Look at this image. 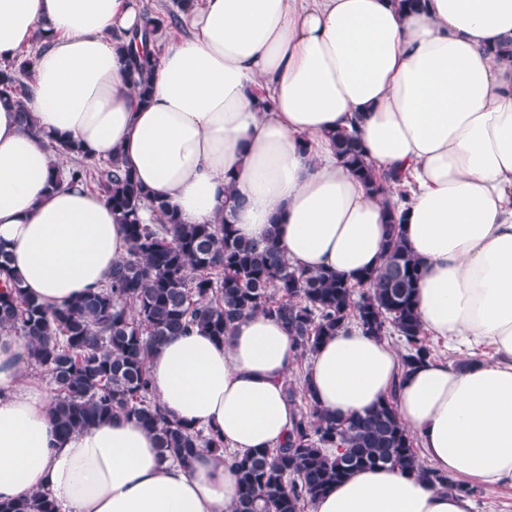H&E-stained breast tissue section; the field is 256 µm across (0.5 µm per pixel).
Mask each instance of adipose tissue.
<instances>
[{"mask_svg": "<svg viewBox=\"0 0 512 512\" xmlns=\"http://www.w3.org/2000/svg\"><path fill=\"white\" fill-rule=\"evenodd\" d=\"M186 0L141 103L129 78L135 0H0V62L31 58L25 131L0 103V245L30 295L63 307L106 284L127 249L111 206L51 186L49 137L97 160L122 158L182 223L211 224L227 194L241 236L276 231L291 263L350 283L378 267L387 204L336 156L352 134L376 174L406 175L396 201L423 268L416 308L462 365L402 369L386 340L350 326L318 345L306 386L339 418L385 398L423 462L495 491L512 488V0ZM297 351L255 313L216 341L194 329L150 357L153 395L173 418L229 449L271 448L291 426L284 384ZM24 338L0 331V501L40 493L57 512H227L238 497L223 456L164 459L154 436L117 416L68 436ZM470 496L392 466L365 469L312 512H473Z\"/></svg>", "mask_w": 512, "mask_h": 512, "instance_id": "ef3b65f1", "label": "adipose tissue"}]
</instances>
